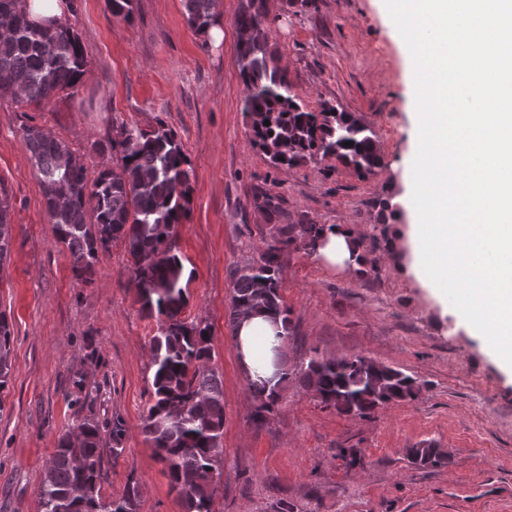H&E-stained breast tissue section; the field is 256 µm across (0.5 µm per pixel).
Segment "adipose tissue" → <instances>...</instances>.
I'll return each mask as SVG.
<instances>
[{
    "mask_svg": "<svg viewBox=\"0 0 512 512\" xmlns=\"http://www.w3.org/2000/svg\"><path fill=\"white\" fill-rule=\"evenodd\" d=\"M411 51V81L423 103L407 170L412 221L393 248L403 271L479 329L486 348L512 373V0H384ZM495 42L498 59L462 75V62ZM359 235L326 226L318 249L330 265L357 264ZM283 326L241 314L239 372L277 385L273 360Z\"/></svg>",
    "mask_w": 512,
    "mask_h": 512,
    "instance_id": "obj_1",
    "label": "adipose tissue"
}]
</instances>
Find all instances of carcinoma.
Instances as JSON below:
<instances>
[{"mask_svg": "<svg viewBox=\"0 0 512 512\" xmlns=\"http://www.w3.org/2000/svg\"><path fill=\"white\" fill-rule=\"evenodd\" d=\"M133 0H107L112 16L131 18ZM187 23L196 34L219 25L217 0H182ZM263 0H242L236 19L243 37L236 63L246 88L247 113L255 143L275 166H296L318 156L333 157L371 173L383 159L372 133L352 114L334 105L309 111L294 95L286 75L270 66L269 33ZM86 60L79 35L69 26L32 25L21 0H0V99L42 111L75 88ZM270 125H264L265 121ZM22 142L36 170L56 243L66 247L75 277L91 281L98 254L124 244L130 283L143 310L157 314L151 338V391L142 433L164 464L170 489L183 512H215L214 500L224 456V382L209 366V327L182 318L188 304L177 229L190 212L193 169L163 120L147 132L121 124L114 135L95 144L120 153L118 168L89 176L83 158L36 125L22 128ZM255 205L273 218L280 198L255 195ZM11 198L0 183V262L12 236ZM324 231L320 224H284L271 235L259 260L238 268L232 281L229 324L245 310L261 308L289 331L288 308L280 296L281 260L295 245L310 253ZM11 330L0 312V392L10 372ZM302 383L320 403L340 413L370 417L384 404L413 398L419 390L410 375L363 357L310 358ZM256 419L279 400L275 389L251 386ZM123 423L101 424L86 418L76 436L59 439L39 490L38 512H137L140 487L128 482L121 495L102 501L104 453L117 459ZM420 466L448 464L439 448H412Z\"/></svg>", "mask_w": 512, "mask_h": 512, "instance_id": "1", "label": "carcinoma"}]
</instances>
